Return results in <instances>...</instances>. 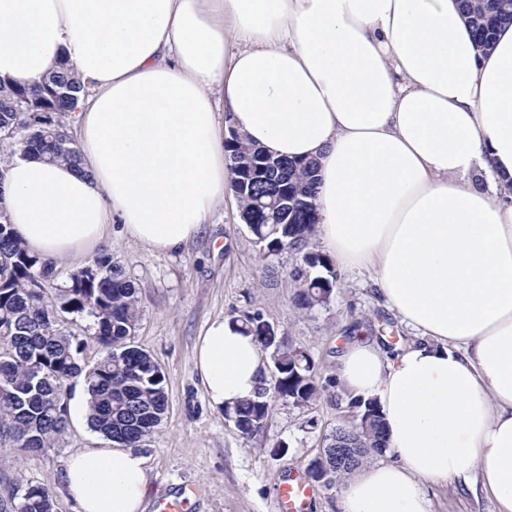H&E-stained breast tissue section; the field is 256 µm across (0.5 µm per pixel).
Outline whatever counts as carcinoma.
I'll list each match as a JSON object with an SVG mask.
<instances>
[{"label":"carcinoma","mask_w":512,"mask_h":512,"mask_svg":"<svg viewBox=\"0 0 512 512\" xmlns=\"http://www.w3.org/2000/svg\"><path fill=\"white\" fill-rule=\"evenodd\" d=\"M474 40L483 52L494 45L498 28L512 24V0H461ZM81 84L76 72L63 62L59 70L30 86L0 83V129L23 136L0 162L20 150L49 160L78 165L76 141L69 136L67 116L75 109ZM33 106L42 112H32ZM263 152L243 135L227 143L231 181L237 169ZM279 176L241 190L240 217L252 220L248 230L255 243L269 253L302 250L318 223L316 186L318 162L278 160ZM288 189L302 206L288 212L286 224L271 223L272 211L260 206ZM305 268L294 276L308 286L298 293L297 305L312 308L327 302L336 286L330 259L318 252L303 256ZM94 273L73 275L63 288L34 289L57 271V261L27 251L7 225L0 231V453L17 450L38 453L68 428L64 385L83 377L89 396L91 429L108 440L137 448L160 425L168 409L166 377L151 355L131 343L139 318V301L133 282L104 252L92 262ZM323 268L327 275L311 276L306 269ZM90 320L89 329L102 346L103 356L91 367L80 363L84 340L60 327L61 319ZM241 327L278 358L276 375L263 383L254 397L228 408L235 428L251 437L263 427L274 402L289 400L304 405L315 398L318 385L308 354L288 344L284 336H267L258 314L246 315ZM361 409L363 433L356 443L371 447L361 458L366 463L387 448L382 416L377 404L354 400ZM55 493L44 486H30L22 494L0 496V512H54Z\"/></svg>","instance_id":"carcinoma-1"}]
</instances>
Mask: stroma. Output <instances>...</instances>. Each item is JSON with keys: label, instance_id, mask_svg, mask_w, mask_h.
<instances>
[{"label": "stroma", "instance_id": "stroma-1", "mask_svg": "<svg viewBox=\"0 0 512 512\" xmlns=\"http://www.w3.org/2000/svg\"><path fill=\"white\" fill-rule=\"evenodd\" d=\"M103 248L138 290L140 318L132 341L151 354L166 377L168 410L139 448L148 460L144 512H153L158 498L191 485L200 492L187 497L185 512H278V487L288 474L304 472L336 428L360 420L335 378L345 344L363 336L391 351L417 338L356 271H339L326 303L297 309L294 296L301 283L293 272L302 264L301 252L263 251L229 191L203 232L177 250L151 251L118 224ZM253 313L310 354L320 392L302 406L275 402L261 431L246 437L211 407L194 350L210 320ZM99 440L87 421L73 419L52 447L0 456V495L15 486L43 485L56 492V512H76L63 488L64 462ZM425 488L431 512H497L490 497L443 482Z\"/></svg>", "mask_w": 512, "mask_h": 512}]
</instances>
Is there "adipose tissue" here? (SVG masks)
I'll return each instance as SVG.
<instances>
[{
    "label": "adipose tissue",
    "instance_id": "adipose-tissue-1",
    "mask_svg": "<svg viewBox=\"0 0 512 512\" xmlns=\"http://www.w3.org/2000/svg\"><path fill=\"white\" fill-rule=\"evenodd\" d=\"M63 60L85 85L80 164L10 159L0 205L22 246L79 258L113 224L157 252L194 240L230 181L224 103L255 147L318 161L321 245L421 335L338 359L394 457L359 469L342 512H430L427 479L512 512V25L484 54L460 0H0V78ZM195 364L216 408L267 377L224 318ZM146 481L114 441L64 464L78 512H141Z\"/></svg>",
    "mask_w": 512,
    "mask_h": 512
}]
</instances>
